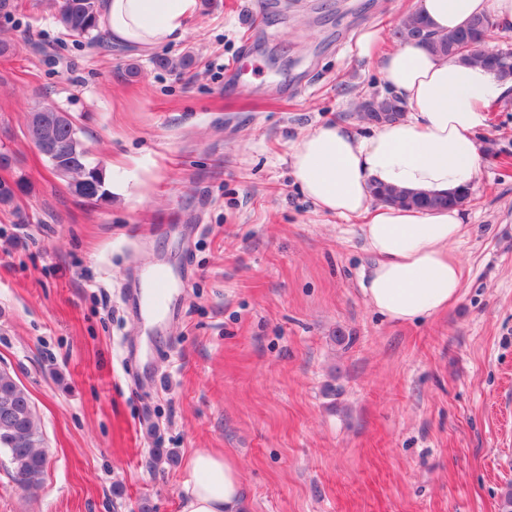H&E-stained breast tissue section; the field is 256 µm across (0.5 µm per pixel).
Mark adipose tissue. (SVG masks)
<instances>
[{"mask_svg":"<svg viewBox=\"0 0 512 512\" xmlns=\"http://www.w3.org/2000/svg\"><path fill=\"white\" fill-rule=\"evenodd\" d=\"M430 29L445 34L485 17L512 31V0H413ZM198 0H101L100 20L113 42L150 49L184 38ZM380 31L365 33L360 52L381 55V74L407 115L363 135L344 124L323 126L291 148L294 182L321 211L360 222L373 260L361 289L368 306L395 321L432 317L453 302L462 267L458 208L413 209L380 203L375 186L442 194L474 187L488 107L512 100V79L432 54L412 39L380 50ZM180 512H242L243 476L236 460L202 448L187 461Z\"/></svg>","mask_w":512,"mask_h":512,"instance_id":"obj_1","label":"adipose tissue"}]
</instances>
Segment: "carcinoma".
Returning a JSON list of instances; mask_svg holds the SVG:
<instances>
[{"instance_id":"1","label":"carcinoma","mask_w":512,"mask_h":512,"mask_svg":"<svg viewBox=\"0 0 512 512\" xmlns=\"http://www.w3.org/2000/svg\"><path fill=\"white\" fill-rule=\"evenodd\" d=\"M57 21L66 35L78 37L90 47L103 43L105 32L100 26V0H61ZM488 30L486 19L472 21L465 30L450 31L435 37L428 22L419 14L398 20L393 36L399 40L418 38L428 49L448 57L461 56L471 64L495 69L500 50L484 49ZM40 112L43 122H26L27 137L34 143L52 142L58 148L55 155L44 156L54 175L65 182L75 198L94 205L112 202V193L103 168L91 165L73 120L55 121L62 108L38 102L32 108ZM404 105L395 96L372 97L360 105V118L368 123L381 124L404 116ZM27 181L20 177L11 182L0 181V204L8 205L28 191ZM379 200L395 205L417 208L461 206L469 198L467 189L446 194H411L396 189L373 188ZM0 451L7 455L13 477L20 487L31 489L43 479L47 458L42 435L29 395L10 372L0 370Z\"/></svg>"}]
</instances>
